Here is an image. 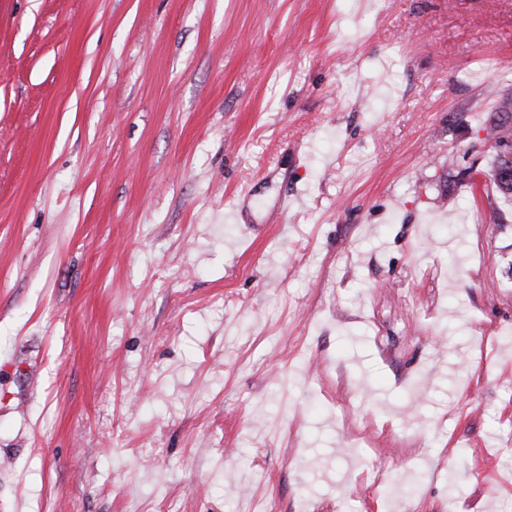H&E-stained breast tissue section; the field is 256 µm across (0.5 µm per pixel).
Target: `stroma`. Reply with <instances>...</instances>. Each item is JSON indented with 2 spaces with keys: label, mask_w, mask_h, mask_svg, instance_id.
Listing matches in <instances>:
<instances>
[{
  "label": "stroma",
  "mask_w": 512,
  "mask_h": 512,
  "mask_svg": "<svg viewBox=\"0 0 512 512\" xmlns=\"http://www.w3.org/2000/svg\"><path fill=\"white\" fill-rule=\"evenodd\" d=\"M512 0H0V512H512Z\"/></svg>",
  "instance_id": "stroma-1"
}]
</instances>
